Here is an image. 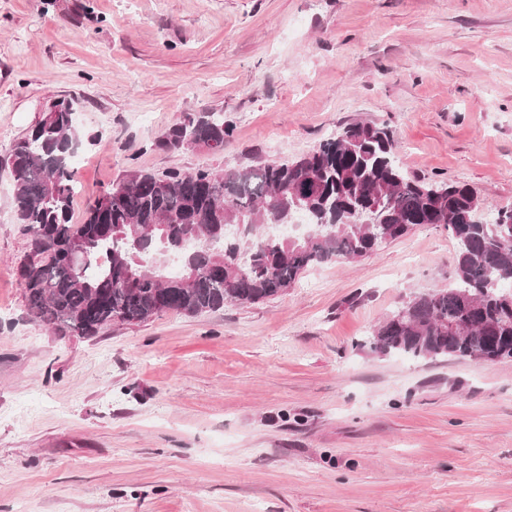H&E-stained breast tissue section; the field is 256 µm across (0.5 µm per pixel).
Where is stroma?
<instances>
[{"label":"stroma","mask_w":512,"mask_h":512,"mask_svg":"<svg viewBox=\"0 0 512 512\" xmlns=\"http://www.w3.org/2000/svg\"><path fill=\"white\" fill-rule=\"evenodd\" d=\"M57 99L76 223L132 170L278 162L355 122L512 208V0H0V512H512V362L362 346L447 287L443 227L254 304L90 337L30 316L3 163ZM202 111L222 152L156 148Z\"/></svg>","instance_id":"35a3bbf8"}]
</instances>
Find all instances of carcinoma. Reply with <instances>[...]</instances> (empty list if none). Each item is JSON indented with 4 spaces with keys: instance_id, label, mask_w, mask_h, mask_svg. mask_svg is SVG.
Here are the masks:
<instances>
[{
    "instance_id": "cac0c4a2",
    "label": "carcinoma",
    "mask_w": 512,
    "mask_h": 512,
    "mask_svg": "<svg viewBox=\"0 0 512 512\" xmlns=\"http://www.w3.org/2000/svg\"><path fill=\"white\" fill-rule=\"evenodd\" d=\"M232 127L193 112L158 147L224 150ZM83 143L58 100L5 163L31 235L18 266L29 314L61 334L94 336L161 310L195 315L288 292L308 268L356 262L424 224L457 241L455 284L415 294L369 337L379 355L492 360L512 343V208L488 220L467 186L408 177L385 126L356 122L292 160L231 170H133L79 224L70 151ZM179 253L180 270L164 272Z\"/></svg>"
}]
</instances>
